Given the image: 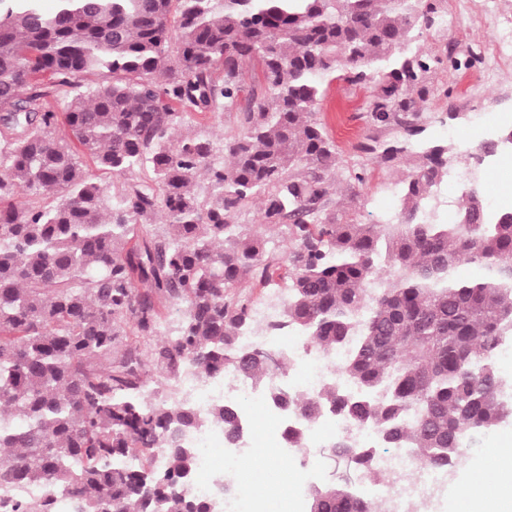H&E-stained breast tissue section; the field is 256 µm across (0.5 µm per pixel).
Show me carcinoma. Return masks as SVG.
Returning a JSON list of instances; mask_svg holds the SVG:
<instances>
[{
  "label": "carcinoma",
  "instance_id": "carcinoma-1",
  "mask_svg": "<svg viewBox=\"0 0 512 512\" xmlns=\"http://www.w3.org/2000/svg\"><path fill=\"white\" fill-rule=\"evenodd\" d=\"M438 2L57 0L47 13L0 0V512H209L181 489L197 461L184 435L228 436L240 411L204 412L172 389L188 368L262 381L270 366L240 347L256 328L251 288L288 284L267 332L346 351L339 372L359 391L335 384L292 407L371 431L367 446L328 447L363 478L387 448L451 469L470 436L512 422V379L493 359L512 343V208L488 210L474 187L452 224L425 210L448 181L449 148L423 119L444 59L417 45ZM253 61L262 82L217 162L212 134L184 129L179 109L235 108ZM335 79L369 93L368 161L407 165L392 222L347 215L367 169L348 170L342 195L316 118ZM80 154L150 177L109 200ZM253 202L256 223H238ZM465 263L484 278H463ZM156 373L171 389L159 401ZM31 484L48 492L12 494ZM309 502L377 512L362 496Z\"/></svg>",
  "mask_w": 512,
  "mask_h": 512
}]
</instances>
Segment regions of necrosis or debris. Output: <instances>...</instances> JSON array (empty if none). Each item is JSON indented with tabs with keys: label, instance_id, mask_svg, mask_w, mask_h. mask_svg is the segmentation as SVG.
I'll list each match as a JSON object with an SVG mask.
<instances>
[{
	"label": "necrosis or debris",
	"instance_id": "1",
	"mask_svg": "<svg viewBox=\"0 0 512 512\" xmlns=\"http://www.w3.org/2000/svg\"><path fill=\"white\" fill-rule=\"evenodd\" d=\"M340 352L331 349L300 347L293 351L285 373L268 375L265 385L271 389L287 388L293 398L313 395L334 384L349 392L355 391L353 381L340 378L337 366ZM183 391L191 395L201 410H208L217 403L238 407L242 422L256 423L264 420V434L250 433L241 448L223 446L224 429L215 424L195 435L200 450L197 461V479L192 487L195 494L208 495L210 476L214 470L236 471L266 450L287 456L293 463V472L300 473L312 464L311 449L320 447L325 434L351 435L355 441L367 440L369 433L359 428L347 427L332 415L304 421L294 411H283L265 397L258 395L255 382L236 370H226L223 377L203 379L196 374H185ZM304 429L306 441L303 448L293 447L287 439L291 429ZM376 475V497L381 500L384 512H433L443 493L446 476L443 470L419 463L408 448H397L376 457L373 463ZM307 487L296 481L287 487L275 481L258 486L237 484L234 496L227 501L228 512H261L268 501H275L277 512H304Z\"/></svg>",
	"mask_w": 512,
	"mask_h": 512
}]
</instances>
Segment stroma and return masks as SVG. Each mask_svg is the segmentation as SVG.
Returning <instances> with one entry per match:
<instances>
[{"mask_svg":"<svg viewBox=\"0 0 512 512\" xmlns=\"http://www.w3.org/2000/svg\"><path fill=\"white\" fill-rule=\"evenodd\" d=\"M441 22L424 33L422 42L438 54H452L458 69L434 76L447 84V96L431 98L426 112L431 117L427 132L436 141L447 142L449 134L460 138L474 135L478 115L512 113V61L501 60L495 52L500 34L512 33V0H444ZM368 94L341 80L324 87L318 119L335 140L343 167L368 165L360 146L370 130L366 123ZM369 167V180L354 212L358 220L374 221L393 211L399 172ZM507 429H494L471 438L464 458L448 479V495L441 512H461L470 498L495 484L497 463L491 450L501 445Z\"/></svg>","mask_w":512,"mask_h":512,"instance_id":"stroma-1","label":"stroma"}]
</instances>
